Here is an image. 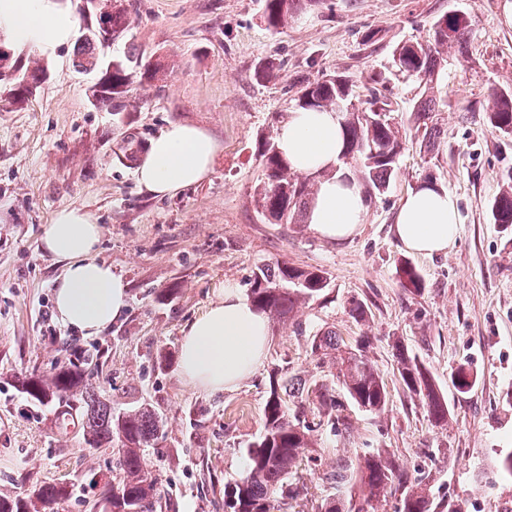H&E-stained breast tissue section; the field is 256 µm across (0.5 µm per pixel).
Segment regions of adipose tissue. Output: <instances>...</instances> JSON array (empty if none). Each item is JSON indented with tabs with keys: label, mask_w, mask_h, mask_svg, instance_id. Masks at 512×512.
Instances as JSON below:
<instances>
[{
	"label": "adipose tissue",
	"mask_w": 512,
	"mask_h": 512,
	"mask_svg": "<svg viewBox=\"0 0 512 512\" xmlns=\"http://www.w3.org/2000/svg\"><path fill=\"white\" fill-rule=\"evenodd\" d=\"M77 18L70 0H0V34L15 47L53 58L74 37ZM278 148L293 170L321 173L308 223L321 238L353 237L367 215L363 189L335 171L343 150L337 112L297 109L281 124ZM219 146L205 129L175 124L154 138L138 168L140 184L155 196H172L210 174ZM461 221L456 199L424 183L409 192L395 219V234L407 250L431 255L455 242ZM101 227L91 213L74 207L55 212L41 237L43 251L63 271L54 284L57 319L72 331L96 336L112 327L128 306V285L94 253ZM268 320L235 285L227 284L182 331L179 369L192 388L209 393L237 389L266 358Z\"/></svg>",
	"instance_id": "1"
}]
</instances>
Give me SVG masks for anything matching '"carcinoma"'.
<instances>
[{
    "label": "carcinoma",
    "mask_w": 512,
    "mask_h": 512,
    "mask_svg": "<svg viewBox=\"0 0 512 512\" xmlns=\"http://www.w3.org/2000/svg\"><path fill=\"white\" fill-rule=\"evenodd\" d=\"M317 0H265L264 15L268 26L278 29L288 19L307 9ZM132 24L124 0H107L96 14V24L87 28L79 39L75 66L80 70L100 72V87L95 107L111 112H123L128 106V94L134 80L154 82L160 79L164 66L158 61H145L135 45H130L124 56L112 59V64L101 63L98 49L109 42L126 37ZM451 44L458 55L470 52L469 21L458 20V15L440 19L432 27L424 43L404 44L398 50L395 64L406 76L431 79L438 72L443 58L441 48ZM44 70L14 58L11 53H0V77H10L17 91L16 104L28 98V86L38 81ZM300 108L331 109L342 114L344 153L341 160L355 162L365 192L381 195L389 187L395 171L397 156L402 146L398 127L387 112V103L365 110L355 108L350 99L349 81L329 75L308 83L297 92ZM436 103L422 98L415 105L416 129L424 130L426 146L433 147L440 130L431 124ZM490 126L504 134L512 133V93L501 91L494 95L488 113ZM261 158L264 178L254 189L260 214L271 224H296L306 215L317 186L316 179L324 176L301 177L280 156L275 143L267 140ZM504 189L491 206L495 224H512V170L501 173ZM404 287L415 292L422 288L416 269L406 263L401 268ZM325 273L292 266L286 261L257 267L250 288V299L255 307L278 318L291 316L302 303L321 295L327 288ZM339 341L336 332L325 330L312 336L310 352L322 363L336 361ZM399 372L406 389L419 397L428 414L438 424L448 421V404L437 389L428 369L402 347H397ZM84 354L73 351L72 359L59 367L50 378L25 376L19 379L21 389L40 404L55 403L57 409H76L86 443L93 448L116 451V465L112 478L102 484L91 480L99 489L98 503L104 512H158L163 495L156 477L144 465L143 449L150 447L157 432V414L147 408L115 413L112 406L101 400L86 380L81 367ZM338 378L342 379L349 399L369 413L383 412L389 395L378 373L363 358L350 356L342 362ZM299 396L300 401L289 407L282 394ZM313 406L318 416L326 419L332 428L345 425L346 416L328 385L306 386L300 378L288 385H270V394L264 408V431L248 444L249 461L246 473L224 484L226 512H275L276 503L293 500L303 488L289 481L292 469L302 461H317L305 456L314 445V429L307 425L306 406ZM342 496L331 497L322 505L324 512H366L374 500L399 495V512H434L433 500L418 489V483L398 475L381 453L353 463L343 460L336 471L327 474ZM68 490L57 484L43 485L32 492L17 491L11 496L0 494V512H55V506L65 498Z\"/></svg>",
    "instance_id": "cac0c4a2"
}]
</instances>
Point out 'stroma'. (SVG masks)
Segmentation results:
<instances>
[{
	"label": "stroma",
	"mask_w": 512,
	"mask_h": 512,
	"mask_svg": "<svg viewBox=\"0 0 512 512\" xmlns=\"http://www.w3.org/2000/svg\"><path fill=\"white\" fill-rule=\"evenodd\" d=\"M126 2L132 29L101 57L123 55L131 41L144 59L163 58L166 71L161 81L134 83L125 111L92 105L98 75L75 67L70 45L44 61L46 78L26 103L0 101V493L19 483L66 485L73 494L59 512H93L89 478L111 473V449L87 445L78 425L61 430L55 404L31 402L17 383L52 373L79 349L90 384L114 412L147 404L160 417L144 461L160 480L164 512H224V485L245 474L244 449L263 429L271 379L332 382V368L309 348L311 336L330 328L342 350L362 351L377 369L388 406L371 414L347 405L349 430L320 429V463L292 474L305 494L281 512H320L336 491L326 475L338 461L378 451L420 480L436 512H448L451 500L462 512H512V478L498 468L512 453V226L490 215L499 176L512 167V135L487 122L494 95L512 87L505 0H320L276 31L264 0ZM459 13L469 18L471 53L444 51L434 84L438 148L407 138L387 191L369 199L350 240L264 222L254 198L260 148L294 110L301 82L345 77L358 104L379 91L411 130L419 81L397 74L393 53ZM262 61L274 65L265 79L255 75ZM173 123L206 129L219 151L202 183L158 198L140 187L123 146L131 135L150 144ZM427 181L456 198L461 224L448 251L419 255L397 239L394 223L402 199ZM67 206L98 217L97 256L128 283L124 317L99 336L52 315L62 266L40 238ZM276 261L325 271L326 296L294 320L270 321L267 356L235 391L192 389L179 376L182 327L223 284L249 291L256 267ZM407 262L424 283L415 294L400 275ZM354 299L366 304V320L351 317ZM400 346L429 370L448 402L447 423L435 424L405 391ZM461 368L477 378L466 394L452 385Z\"/></svg>",
	"instance_id": "1"
}]
</instances>
